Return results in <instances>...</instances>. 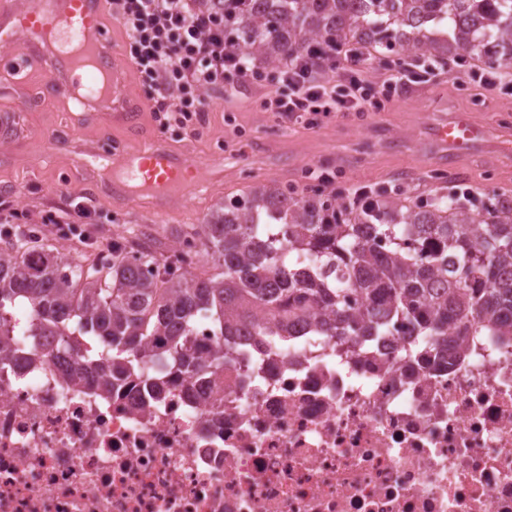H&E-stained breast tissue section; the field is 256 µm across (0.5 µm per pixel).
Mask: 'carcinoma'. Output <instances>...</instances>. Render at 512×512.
I'll return each instance as SVG.
<instances>
[{"label":"carcinoma","instance_id":"obj_1","mask_svg":"<svg viewBox=\"0 0 512 512\" xmlns=\"http://www.w3.org/2000/svg\"><path fill=\"white\" fill-rule=\"evenodd\" d=\"M224 17V43L244 44L259 68L311 44L338 40L401 56H464L512 66V0H196ZM374 212L351 209L336 191L256 187L210 213L187 238L218 272L194 273L171 256L112 246V261L62 265L26 242L0 252V360L15 296L28 302L31 341L55 336L77 368H96L112 392L164 357L192 378L224 370L235 346L194 355L193 313L217 335L275 336L288 320L322 336H382L397 321L419 336H472L473 322L509 336L512 319V196L477 211L454 196L411 198L374 191Z\"/></svg>","mask_w":512,"mask_h":512}]
</instances>
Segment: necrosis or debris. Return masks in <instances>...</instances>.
Segmentation results:
<instances>
[{
	"label": "necrosis or debris",
	"mask_w": 512,
	"mask_h": 512,
	"mask_svg": "<svg viewBox=\"0 0 512 512\" xmlns=\"http://www.w3.org/2000/svg\"><path fill=\"white\" fill-rule=\"evenodd\" d=\"M102 390L63 352L0 364V512H512V344L330 338Z\"/></svg>",
	"instance_id": "obj_1"
}]
</instances>
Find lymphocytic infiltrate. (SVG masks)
Masks as SVG:
<instances>
[{"mask_svg": "<svg viewBox=\"0 0 512 512\" xmlns=\"http://www.w3.org/2000/svg\"><path fill=\"white\" fill-rule=\"evenodd\" d=\"M124 29L126 51L153 102L160 130L194 134L209 104L206 89H228L254 75L250 58L224 46V22L195 7L193 0H108ZM368 56L352 46L316 43L279 65L277 87L261 106L284 127L317 129L335 117L386 108L395 95L434 81L447 63L412 57L399 62L382 84L366 82ZM92 221L83 203L44 211L39 222L62 235L87 241Z\"/></svg>", "mask_w": 512, "mask_h": 512, "instance_id": "obj_1", "label": "lymphocytic infiltrate"}]
</instances>
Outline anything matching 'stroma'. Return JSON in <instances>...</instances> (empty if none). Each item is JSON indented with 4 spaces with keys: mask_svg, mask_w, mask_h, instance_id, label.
Returning <instances> with one entry per match:
<instances>
[{
    "mask_svg": "<svg viewBox=\"0 0 512 512\" xmlns=\"http://www.w3.org/2000/svg\"><path fill=\"white\" fill-rule=\"evenodd\" d=\"M271 89L265 77L227 91L206 90L210 107L196 135L176 128L163 133L153 119V103L132 71L123 94L141 105L146 133L139 136L119 126L104 132L92 110L47 86L30 36L18 33L11 46L0 51V119L12 123L10 134H0V201L32 223L44 210L76 199L86 202L94 219L90 242L75 244L49 230L41 237L67 262L78 256L96 260L98 242L110 239L133 249L167 253L170 241L192 232L217 204L259 184L299 188L301 172L311 167H340L352 185L398 187L414 198L445 195L451 187L463 186L478 206L494 193L512 191V157L482 150L464 159L440 184L430 178L433 157L421 148L427 124L440 116L464 113L483 124L512 116V94L488 97L466 76L453 73L394 98L386 111L335 118L311 130L281 127L261 112L260 103ZM49 137L60 141L61 149L46 151ZM102 140L108 142L113 159L158 145L209 163L215 178L190 200L175 199L156 210L140 198L119 197L112 175L104 170L75 166L74 155Z\"/></svg>",
    "mask_w": 512,
    "mask_h": 512,
    "instance_id": "35a3bbf8",
    "label": "stroma"
}]
</instances>
